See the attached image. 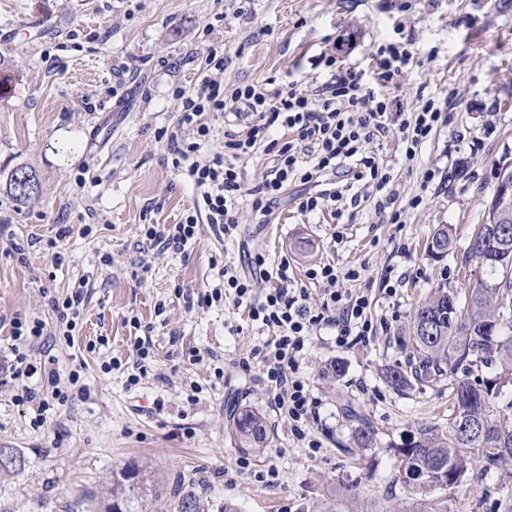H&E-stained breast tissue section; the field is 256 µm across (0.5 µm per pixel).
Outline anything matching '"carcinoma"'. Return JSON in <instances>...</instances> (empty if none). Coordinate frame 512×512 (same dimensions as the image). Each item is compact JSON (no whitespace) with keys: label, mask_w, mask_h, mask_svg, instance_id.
I'll return each instance as SVG.
<instances>
[{"label":"carcinoma","mask_w":512,"mask_h":512,"mask_svg":"<svg viewBox=\"0 0 512 512\" xmlns=\"http://www.w3.org/2000/svg\"><path fill=\"white\" fill-rule=\"evenodd\" d=\"M35 172L18 167L11 172L9 192L20 203L39 197ZM465 261L486 271L476 278L465 297L448 285L435 288L415 309L408 327V367H389L386 381L397 389L415 384L446 383L451 389L448 429L424 426L395 447L400 466L395 481L411 495L429 494L478 481L494 473L504 489L512 491V400L503 401L502 389L512 385V195L492 197L485 222L477 225ZM451 245L448 226L433 233L428 245L436 259ZM357 449L374 448L377 430L357 410L348 409ZM474 423L478 433L467 436L461 426ZM235 443L262 452L267 432L262 415L244 409L232 425ZM149 475L125 469L113 479L112 502L105 512H144L142 488ZM174 512H204L195 492L185 486L172 496Z\"/></svg>","instance_id":"1"}]
</instances>
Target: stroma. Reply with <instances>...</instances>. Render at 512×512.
I'll return each mask as SVG.
<instances>
[{"label":"stroma","instance_id":"obj_1","mask_svg":"<svg viewBox=\"0 0 512 512\" xmlns=\"http://www.w3.org/2000/svg\"><path fill=\"white\" fill-rule=\"evenodd\" d=\"M35 4L0 0V56L12 65V89L0 95V363L12 358L15 318L54 324L49 298L79 287L88 301L73 343L58 341L52 351L67 402L50 400L37 414L19 396L38 379L0 372V448L24 458L0 471V512H104L106 480L132 466L152 473L156 512H169L179 480L192 482L209 512L228 504L237 512H323L331 501L348 512L349 485L366 512H414L392 483L393 447L420 426H447L450 391H398L383 372L407 364L399 338L432 289H465L480 272L464 260L469 239L484 221L499 160L512 158V0H410L403 12L394 0H45L34 29ZM388 43L413 55L396 79L405 107L422 95L456 104L413 165H405L396 131L368 145L392 170L402 223H388L365 194L301 212L296 200L308 188L294 183L268 222L243 208L232 237L204 223L188 252L150 245L145 225L177 223L192 204L165 132L177 116L175 87L193 88L207 49L227 57L226 83L271 79L306 89L324 80V57L371 71ZM20 166L42 183L29 204L6 189ZM429 169L435 178L427 184ZM418 195L422 204L410 207ZM440 224L452 246L437 261L425 242ZM257 253L271 264L288 259L291 277L315 301L321 286L307 279L309 268L356 270L343 286L370 300L376 334L368 342L339 351L327 330L308 352L304 372L320 414L308 438L316 452L272 410L263 367L251 356L268 329L233 301H185L218 267L247 271ZM139 336L151 337L153 355L131 387ZM195 349L205 355L198 364ZM337 360L345 370L334 379L327 369ZM350 405L372 419L376 448L347 452ZM243 408L266 421L267 446L252 460L277 469L276 484L238 471L245 451L228 429ZM425 502L445 503L448 512H512L493 474Z\"/></svg>","mask_w":512,"mask_h":512}]
</instances>
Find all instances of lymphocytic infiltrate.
I'll return each mask as SVG.
<instances>
[{
	"label": "lymphocytic infiltrate",
	"mask_w": 512,
	"mask_h": 512,
	"mask_svg": "<svg viewBox=\"0 0 512 512\" xmlns=\"http://www.w3.org/2000/svg\"><path fill=\"white\" fill-rule=\"evenodd\" d=\"M374 58L377 72L371 81L364 72L337 67L335 58H326L327 77L310 92L293 83L274 89L263 81L225 85L224 54L209 50L199 68L197 87L190 92L179 86L174 89L179 113L167 142L176 170L195 188L192 205L167 229L145 225V237L162 249L182 252L195 242L200 222L210 224L219 235L232 234L240 204H247L254 215L269 217L288 185L296 182L316 188L315 193L302 196L299 209L305 213L321 210L341 196L340 191L321 187L341 168L352 180L380 193L378 209L389 210L390 223H401L403 212L394 206L397 194L391 186V173L366 146L394 129L405 159L414 160L419 147L445 122L451 102L423 98L413 113H406L400 99L386 95L384 89L409 64L410 52L390 43L380 46ZM214 112H243L249 123L246 130L225 132L223 150L204 159L200 151L211 139L208 117ZM276 126L291 131V140L269 139L270 129ZM261 141L267 151L275 153L276 163L261 184L249 188L234 161L253 153ZM251 267L256 277L222 266L210 286L201 289L197 302L209 306L233 298L236 304L247 306L251 320L269 330V337L253 354L260 358L264 377L274 392L276 414L302 440L318 408L302 370L312 340L321 331L332 329L336 348L349 349L368 341L376 333L368 314L370 302L340 286L342 280L356 279V272L341 271L331 263L306 273L323 287L316 303L311 302L307 289L294 287L287 261L270 267L258 253ZM260 279L276 280L277 285L257 291Z\"/></svg>",
	"instance_id": "lymphocytic-infiltrate-1"
}]
</instances>
